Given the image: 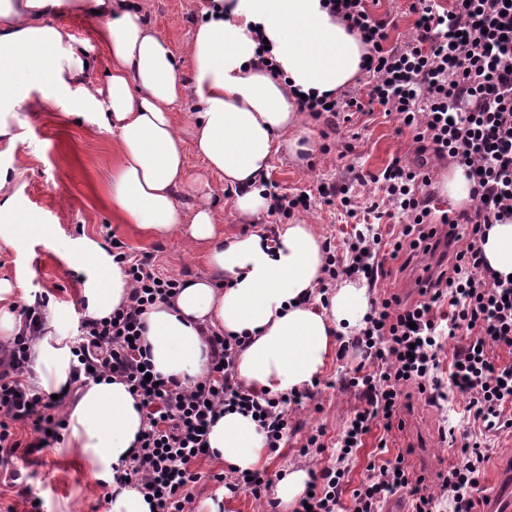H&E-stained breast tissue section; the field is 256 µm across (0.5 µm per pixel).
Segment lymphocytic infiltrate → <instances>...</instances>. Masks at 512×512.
Here are the masks:
<instances>
[{"label":"lymphocytic infiltrate","instance_id":"f902f5d3","mask_svg":"<svg viewBox=\"0 0 512 512\" xmlns=\"http://www.w3.org/2000/svg\"><path fill=\"white\" fill-rule=\"evenodd\" d=\"M326 9L367 47L362 69L370 80L365 95L308 94L300 111L333 127L350 121L367 106H380L413 132L419 154L430 153L465 171L472 182V208L457 215L437 211L430 191L427 163L410 168L400 160L380 174L389 211L404 222L393 240L358 235L348 259L328 251L326 281L362 278L376 282L388 269L376 256L387 249L390 259L401 253H434V224L454 223L458 229L449 264H436L407 302L391 295L371 303L364 324L340 355L355 353L362 364L350 385L358 391L354 410L338 442L339 457L356 452L373 428L392 432L403 426L400 409L404 389H423L433 400L450 394L464 398V421L477 424L478 435L464 436L459 463L438 473L436 485L424 476H410L404 456L385 462L352 493L353 512H380L387 496L409 489L412 512H434L446 498L453 512H474V493L488 450L485 434L506 427L512 407V362L503 364L498 351L512 352V281L486 263L482 244L492 225L512 220V0H413L411 37L390 44L394 22L370 12L366 0H326ZM114 259L123 264L132 288L128 300L109 318L82 315L74 353L79 384L112 376L123 381L139 402L146 423L136 456L114 478V492L136 489L153 512H195L191 490L202 475L193 469L206 457L207 429L223 412L253 415L265 446L277 452L288 429V410L311 398L310 389L285 395L257 392L238 381L236 356L246 337H208L206 376L181 382L155 372L143 344V316L148 307L166 301L180 280L161 274L152 256L125 252L113 242ZM46 298L35 297L22 307L25 334L0 344V463L17 452L32 454L62 441L66 425L59 401L39 392L28 376L30 331L43 319ZM447 305L445 315L436 308ZM456 346L447 377H440V354L448 340ZM28 426L38 441L21 444L16 429ZM347 471L341 465L313 472L310 493L294 512H338Z\"/></svg>","mask_w":512,"mask_h":512}]
</instances>
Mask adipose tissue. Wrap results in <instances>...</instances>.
Wrapping results in <instances>:
<instances>
[{"instance_id":"ef3b65f1","label":"adipose tissue","mask_w":512,"mask_h":512,"mask_svg":"<svg viewBox=\"0 0 512 512\" xmlns=\"http://www.w3.org/2000/svg\"><path fill=\"white\" fill-rule=\"evenodd\" d=\"M321 3L207 0L181 58L132 0H0V156L13 162L0 167V241L17 250L26 241L11 191L24 141L14 112L41 105L93 113L119 147L113 211L147 236L180 233L189 244H205L213 271L185 280L170 302L148 310L145 342L163 376L203 375L205 335L232 334L248 339L237 357L238 379L256 391L286 394L318 379L338 336L369 308L365 288L350 280L322 302L326 254L311 225L282 224L271 234L257 224L274 156L295 147L303 133L295 92H340L361 75L366 45ZM64 5L79 15L98 11L110 59L105 82L91 77L82 50L56 23ZM253 26L267 38L279 77L259 63ZM187 91L197 106L195 149L231 190L233 210L253 223L249 232L218 231L207 201L188 207L178 201L189 168L173 111ZM482 249L491 268L512 275V221L492 225ZM70 260L89 272L81 299L90 316L107 318L126 302L131 282L99 242L85 240ZM74 341L65 314L47 308L29 351L32 378L48 394L72 389L66 449L108 480L129 462L145 425L124 383L106 378L72 388ZM208 442L234 471L256 469L265 456L257 423L236 412L218 419Z\"/></svg>"}]
</instances>
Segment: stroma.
Listing matches in <instances>:
<instances>
[{"mask_svg":"<svg viewBox=\"0 0 512 512\" xmlns=\"http://www.w3.org/2000/svg\"><path fill=\"white\" fill-rule=\"evenodd\" d=\"M144 20L156 30L175 53H183L200 14L204 0H135ZM73 44L82 47L97 75H104L108 56L98 38L99 23L80 15L60 18ZM196 103L184 94L174 111V121L187 148L189 179L179 193L182 205L208 200L218 224L225 231L241 230L243 224L229 204L230 194L217 176L207 172L203 160L193 151L192 124ZM26 139L20 146L22 174L15 181L18 203L30 223L40 232L28 235L23 252L0 244V278L21 281L28 293L45 294L50 303L77 323L82 311L79 303L85 280L84 270L72 264L69 253L79 240L91 238L100 243L120 241L125 252L152 255L159 270L184 280L209 275L204 244L189 245L181 235L160 239L144 237L135 225L121 222L112 212L109 200L112 183L108 173L118 164L115 135L102 128L93 114L81 116L51 108L34 111L21 108L16 113ZM307 136L320 140L321 151L313 155L279 152L273 159L268 179L288 194L306 193L308 210L295 213V220L314 226L322 240L331 242L338 255H347L348 245L357 230L355 219L341 205L327 204L321 186H345L359 207L381 201L383 193L374 183L360 185L354 173L380 174L393 158L414 164L411 132H398L395 120L382 110L354 114L336 133L325 134L323 122L305 118ZM359 359L354 355L331 354L319 376L320 385L312 400L289 414L288 432L278 452L267 455L264 469L269 478L291 468L318 470L334 464L336 441L359 404L354 391L344 389ZM403 429L388 437V453H380L377 435L368 436L364 447L349 463L348 487L342 495L343 507H351L350 492L368 476L371 463H384L388 456L406 452L411 468L435 481L436 473L458 459L455 449L443 439L449 422L458 421L447 403L431 402L426 395L412 393L410 408L404 411ZM323 430L322 448L306 449L310 433ZM13 466L22 477L17 482L5 478L0 466V512H111L108 489L96 479L89 467L75 456L48 447L15 458ZM194 467L203 478L193 493L197 503L221 499L223 512H268L252 495L231 494L210 481L208 472H220L221 461L206 459ZM40 501L32 510V501Z\"/></svg>","mask_w":512,"mask_h":512,"instance_id":"obj_1","label":"stroma"}]
</instances>
